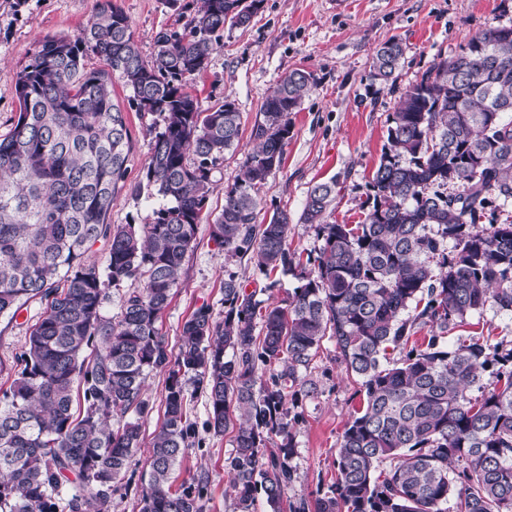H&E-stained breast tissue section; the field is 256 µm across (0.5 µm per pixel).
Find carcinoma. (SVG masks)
<instances>
[{"mask_svg": "<svg viewBox=\"0 0 512 512\" xmlns=\"http://www.w3.org/2000/svg\"><path fill=\"white\" fill-rule=\"evenodd\" d=\"M264 0H201L181 31H161L142 56L127 16L104 0L74 36L47 35L18 72L17 120L0 138V315L33 298L45 309L19 369L0 394V512L104 507L141 448L151 410L149 373L167 374L164 420L148 449L138 512H203L208 478L172 490L192 446L182 377L209 404L208 429L234 431L225 467L233 512H512V349L490 357L480 339L453 347L448 331L486 309L512 314V224L480 228L495 198L512 206V25L489 27L441 58L400 96L361 208L360 224H330L336 182L308 190L299 221L322 244L314 270L277 303L224 278V318L197 308L178 352L159 328L210 195L212 168L237 147L240 112L228 99L201 109L191 92L224 33ZM404 55L375 54L385 87ZM97 57L102 68L87 67ZM156 115L145 182L153 202L142 230L108 216L125 182L130 134L112 78ZM315 84L292 70L263 102L252 148L210 225L230 257L291 272L288 214L256 223L257 193L281 166L290 114ZM107 246L104 267L87 261ZM121 312L103 315L109 290ZM420 326L430 336L407 348ZM360 379L362 407L342 433L336 480L314 501H288L295 454L288 390L305 387L324 338ZM406 351L390 363L388 349ZM278 452L265 451L272 436ZM78 485L67 498L63 483Z\"/></svg>", "mask_w": 512, "mask_h": 512, "instance_id": "obj_1", "label": "carcinoma"}]
</instances>
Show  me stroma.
I'll list each match as a JSON object with an SVG mask.
<instances>
[{"label":"stroma","instance_id":"stroma-1","mask_svg":"<svg viewBox=\"0 0 512 512\" xmlns=\"http://www.w3.org/2000/svg\"><path fill=\"white\" fill-rule=\"evenodd\" d=\"M102 0H0V136L10 132L19 112L17 74L45 35H76L99 10ZM129 18L134 39L143 55H150L158 32L183 30L196 16L198 0H112ZM512 24V0H264L262 8L244 27L225 26L220 46L207 70L197 78V97L207 109L224 99L234 100L241 113L237 148L225 152L211 171L214 192L199 225L196 241L181 267L171 302L159 327L170 348L180 343L182 326L201 305H209L214 318L224 316V277L236 275L258 299L278 301L299 286L296 275L265 271L255 262L225 256L210 235L213 214L224 204V188L241 172L250 134L260 108L282 76L294 69L309 72L315 86L290 116L292 132L281 167L258 193V223L268 222L274 210L285 211L292 221L290 250L300 255L301 270L311 271L307 257L321 245L314 228L299 224L308 189L315 183L337 179L341 191L330 221L356 224L363 218L362 202L376 169L389 118L401 93L432 66L438 57L460 52L478 31ZM402 42L405 52L392 88L370 85L372 56L388 39ZM131 91L113 80L114 100L125 106L130 147L126 186L112 204L115 224L151 223L152 208L134 193L148 163L154 115L130 106ZM45 308L30 300L17 316H0V392L15 377L17 358L29 328ZM470 336L484 337L489 352L512 348V315L486 310L470 316L466 326L449 332V344ZM306 377L313 392L302 398L299 419L292 433L297 478L288 498H315L336 477V450L363 393L358 379L348 376L336 354L334 341L323 340ZM185 408L197 425L195 445L172 476L174 490L189 486L194 476L207 475L205 512H231L226 490L230 478L224 469L232 445L231 434L213 435L206 429L208 403L186 380ZM118 483L108 512H137V492L148 478L146 456Z\"/></svg>","mask_w":512,"mask_h":512}]
</instances>
